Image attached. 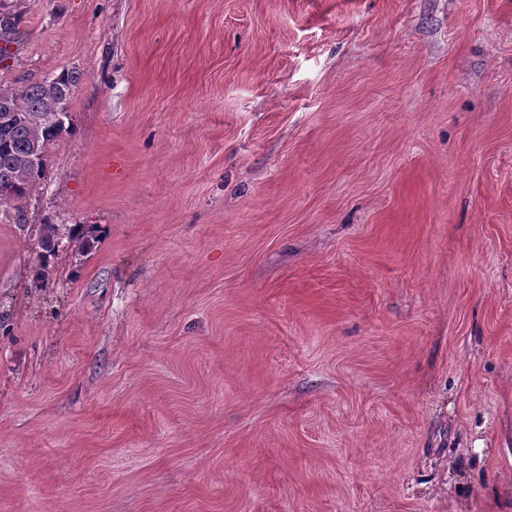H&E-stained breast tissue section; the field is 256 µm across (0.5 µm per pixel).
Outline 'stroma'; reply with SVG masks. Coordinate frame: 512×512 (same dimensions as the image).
I'll list each match as a JSON object with an SVG mask.
<instances>
[{"label":"stroma","mask_w":512,"mask_h":512,"mask_svg":"<svg viewBox=\"0 0 512 512\" xmlns=\"http://www.w3.org/2000/svg\"><path fill=\"white\" fill-rule=\"evenodd\" d=\"M3 17L0 512H512V0ZM79 77L60 73L17 89L0 88V190L1 206L25 198L41 179L49 144L66 132L65 103ZM7 112H1L2 106ZM65 112L63 120L58 113ZM9 116L7 122L2 119ZM37 156V161L31 159Z\"/></svg>","instance_id":"obj_1"}]
</instances>
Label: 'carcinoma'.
I'll use <instances>...</instances> for the list:
<instances>
[{
    "label": "carcinoma",
    "instance_id": "1",
    "mask_svg": "<svg viewBox=\"0 0 512 512\" xmlns=\"http://www.w3.org/2000/svg\"><path fill=\"white\" fill-rule=\"evenodd\" d=\"M74 72L61 73L35 82H23L17 89L0 88V188L12 190L11 200L25 198L41 179L47 163L49 144L66 131L57 115L66 111ZM62 239L56 224L43 225L39 247L41 258L55 253Z\"/></svg>",
    "mask_w": 512,
    "mask_h": 512
}]
</instances>
